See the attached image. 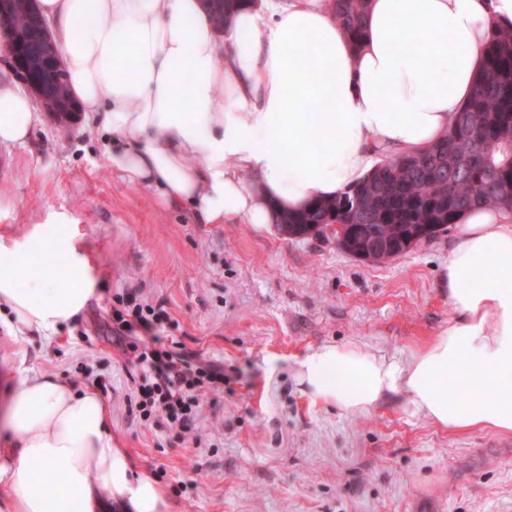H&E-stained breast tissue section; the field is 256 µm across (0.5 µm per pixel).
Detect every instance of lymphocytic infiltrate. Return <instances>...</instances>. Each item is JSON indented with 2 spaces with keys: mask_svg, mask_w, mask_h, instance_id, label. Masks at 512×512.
Here are the masks:
<instances>
[{
  "mask_svg": "<svg viewBox=\"0 0 512 512\" xmlns=\"http://www.w3.org/2000/svg\"><path fill=\"white\" fill-rule=\"evenodd\" d=\"M166 319L164 310L142 303L133 293L117 295L112 303L116 335L137 330L143 335L130 345L146 368L138 393L140 414L148 418L161 413L186 429L196 419L203 397L223 387L224 368L195 354L167 350L156 333Z\"/></svg>",
  "mask_w": 512,
  "mask_h": 512,
  "instance_id": "1",
  "label": "lymphocytic infiltrate"
}]
</instances>
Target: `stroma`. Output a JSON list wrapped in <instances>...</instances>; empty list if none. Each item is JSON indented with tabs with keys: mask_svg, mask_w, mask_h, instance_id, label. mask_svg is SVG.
Listing matches in <instances>:
<instances>
[{
	"mask_svg": "<svg viewBox=\"0 0 512 512\" xmlns=\"http://www.w3.org/2000/svg\"><path fill=\"white\" fill-rule=\"evenodd\" d=\"M100 133L37 112L31 140L0 144V234L66 213L103 286L54 338L15 341L0 325V413L30 366L102 393L112 436L162 490L166 512H512V436L452 434L411 405L349 414L295 376L310 348L356 342L407 360L453 314L448 254L458 231L370 263L331 234L271 224H199L105 165ZM168 314L174 351L223 365L192 429L140 416L144 375L112 333L115 295Z\"/></svg>",
	"mask_w": 512,
	"mask_h": 512,
	"instance_id": "35a3bbf8",
	"label": "stroma"
}]
</instances>
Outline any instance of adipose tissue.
Masks as SVG:
<instances>
[{"mask_svg":"<svg viewBox=\"0 0 512 512\" xmlns=\"http://www.w3.org/2000/svg\"><path fill=\"white\" fill-rule=\"evenodd\" d=\"M37 8L106 164L200 224L272 223L357 184L377 155L427 148L469 97L491 31L512 23V0H370L355 49L325 0H249L221 29L203 0ZM34 112L0 68V143L26 144ZM100 286L66 214L0 236V315L17 340L54 337ZM448 301L453 317L409 360L324 344L298 360L299 384L351 414L407 402L448 432L512 435V214L464 216ZM0 425V512H105L108 498L162 512L95 389L24 369Z\"/></svg>","mask_w":512,"mask_h":512,"instance_id":"adipose-tissue-1","label":"adipose tissue"}]
</instances>
